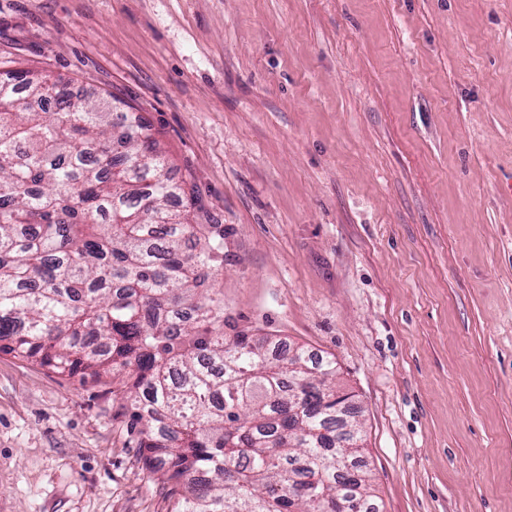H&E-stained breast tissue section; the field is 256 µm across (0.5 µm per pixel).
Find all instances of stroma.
Masks as SVG:
<instances>
[{"mask_svg":"<svg viewBox=\"0 0 512 512\" xmlns=\"http://www.w3.org/2000/svg\"><path fill=\"white\" fill-rule=\"evenodd\" d=\"M225 230L224 333L336 361L379 512H512V0H0ZM118 379L0 353V512H173Z\"/></svg>","mask_w":512,"mask_h":512,"instance_id":"1","label":"stroma"}]
</instances>
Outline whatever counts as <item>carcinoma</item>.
<instances>
[{"mask_svg":"<svg viewBox=\"0 0 512 512\" xmlns=\"http://www.w3.org/2000/svg\"><path fill=\"white\" fill-rule=\"evenodd\" d=\"M0 80V351L60 374H119L175 512H343L371 499L336 362L224 336V225L170 201L153 132L69 83Z\"/></svg>","mask_w":512,"mask_h":512,"instance_id":"obj_1","label":"carcinoma"}]
</instances>
